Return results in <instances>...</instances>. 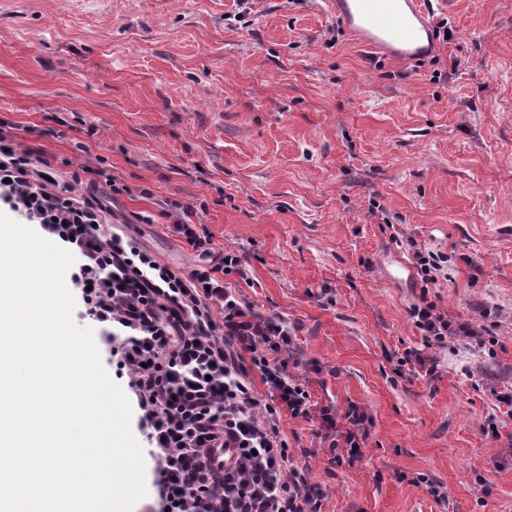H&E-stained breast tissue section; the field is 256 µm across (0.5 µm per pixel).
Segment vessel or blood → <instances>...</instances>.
Masks as SVG:
<instances>
[{
    "mask_svg": "<svg viewBox=\"0 0 512 512\" xmlns=\"http://www.w3.org/2000/svg\"><path fill=\"white\" fill-rule=\"evenodd\" d=\"M338 22L364 49L408 62L430 57L437 42L432 18L450 0H333Z\"/></svg>",
    "mask_w": 512,
    "mask_h": 512,
    "instance_id": "1",
    "label": "vessel or blood"
}]
</instances>
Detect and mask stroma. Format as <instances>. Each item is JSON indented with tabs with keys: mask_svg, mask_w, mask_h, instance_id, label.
I'll use <instances>...</instances> for the list:
<instances>
[{
	"mask_svg": "<svg viewBox=\"0 0 512 512\" xmlns=\"http://www.w3.org/2000/svg\"><path fill=\"white\" fill-rule=\"evenodd\" d=\"M450 34L405 65L357 47L326 0H0V118L55 177L107 160L130 187L115 221L182 270L160 212L175 200L234 251L253 312L298 328L312 401L372 424L360 461L330 465L317 422L283 416L322 512H512V0H453ZM449 256L434 288L483 321L399 378L421 345L393 229ZM490 309L482 318V309ZM443 485L437 499L431 484Z\"/></svg>",
	"mask_w": 512,
	"mask_h": 512,
	"instance_id": "obj_1",
	"label": "stroma"
}]
</instances>
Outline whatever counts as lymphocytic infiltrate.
<instances>
[{
	"label": "lymphocytic infiltrate",
	"instance_id": "1",
	"mask_svg": "<svg viewBox=\"0 0 512 512\" xmlns=\"http://www.w3.org/2000/svg\"><path fill=\"white\" fill-rule=\"evenodd\" d=\"M40 149L16 142L0 123V206L76 258L70 283L119 370L125 371L138 428L154 463L150 512H321L326 495L298 466L280 431L283 415L318 419L335 465H355L370 417L312 404L305 379L288 369L295 330L281 317L252 312L224 285L243 268L213 247L209 232L169 202L172 230L206 264L184 273L144 250L96 194L128 187L109 166H86L67 184L49 179ZM423 290L411 317L422 345L396 360L398 375H436L434 350L482 334L483 325L450 317L427 292L448 277L446 254L396 233ZM267 386L258 395L255 380Z\"/></svg>",
	"mask_w": 512,
	"mask_h": 512
}]
</instances>
